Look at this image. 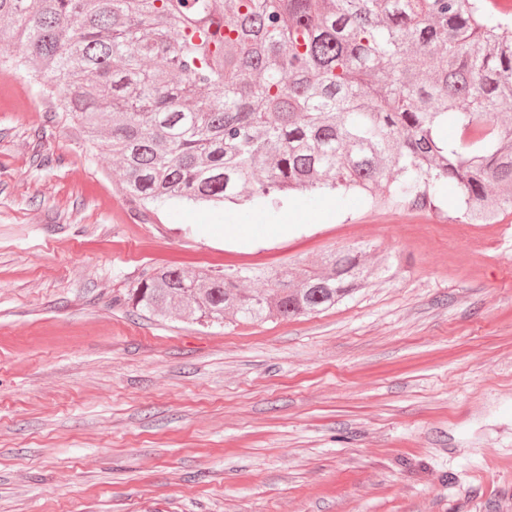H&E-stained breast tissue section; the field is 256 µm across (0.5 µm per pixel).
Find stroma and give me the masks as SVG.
I'll return each instance as SVG.
<instances>
[{
    "mask_svg": "<svg viewBox=\"0 0 512 512\" xmlns=\"http://www.w3.org/2000/svg\"><path fill=\"white\" fill-rule=\"evenodd\" d=\"M357 248L397 274L291 320L114 302L158 266ZM0 512H512V207L143 206L1 63Z\"/></svg>",
    "mask_w": 512,
    "mask_h": 512,
    "instance_id": "35a3bbf8",
    "label": "stroma"
}]
</instances>
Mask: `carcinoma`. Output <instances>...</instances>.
<instances>
[{
	"instance_id": "obj_1",
	"label": "carcinoma",
	"mask_w": 512,
	"mask_h": 512,
	"mask_svg": "<svg viewBox=\"0 0 512 512\" xmlns=\"http://www.w3.org/2000/svg\"><path fill=\"white\" fill-rule=\"evenodd\" d=\"M10 48L118 160L133 202L383 188L412 205L453 194L474 224L512 202V24L492 0H0ZM396 273L362 250L295 273L162 267L123 302L207 325L286 320Z\"/></svg>"
}]
</instances>
